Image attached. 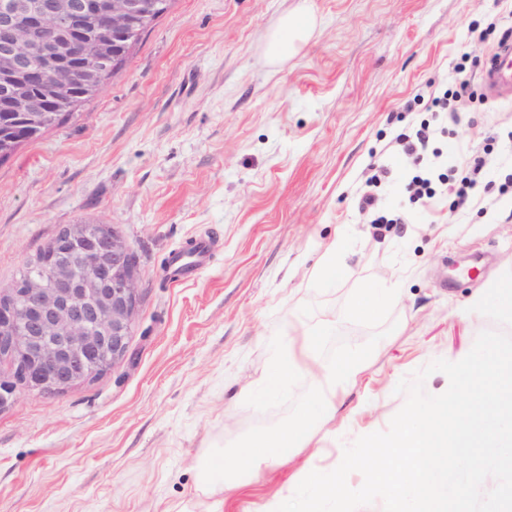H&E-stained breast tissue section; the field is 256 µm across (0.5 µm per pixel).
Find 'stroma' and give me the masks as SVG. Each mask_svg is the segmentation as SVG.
Listing matches in <instances>:
<instances>
[{
	"label": "stroma",
	"instance_id": "35a3bbf8",
	"mask_svg": "<svg viewBox=\"0 0 512 512\" xmlns=\"http://www.w3.org/2000/svg\"><path fill=\"white\" fill-rule=\"evenodd\" d=\"M307 8L312 36L271 64L264 37ZM512 35L502 0H172L124 66L69 119L0 163V290L59 229L114 226L139 259L141 301L123 363L63 393L22 391L0 409V512H210L200 461L289 412L247 406L276 332L337 315L353 346L370 328L344 320L365 280L399 282L357 385L310 446L224 491L223 512H271L302 466L329 470L344 447L384 431L399 381L471 350L486 330L512 335V310L464 316L489 283L512 284V99H491L481 70ZM469 81L456 120L429 96ZM435 121L433 146L455 177L485 160L466 204H409L398 136ZM385 214L359 208L367 181ZM344 236L334 285L318 280ZM212 239L204 270L173 283L172 252Z\"/></svg>",
	"mask_w": 512,
	"mask_h": 512
}]
</instances>
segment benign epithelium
Returning <instances> with one entry per match:
<instances>
[{"instance_id": "obj_1", "label": "benign epithelium", "mask_w": 512, "mask_h": 512, "mask_svg": "<svg viewBox=\"0 0 512 512\" xmlns=\"http://www.w3.org/2000/svg\"><path fill=\"white\" fill-rule=\"evenodd\" d=\"M152 0H3L0 3V66L24 86L72 85L64 59L77 48L99 59L106 44L148 22ZM44 101L31 94H0V112H21L34 123ZM46 249L43 266L24 263L25 274L0 291V345L24 363L26 378L0 379V406L18 388L56 394L76 388L124 360L140 301L138 256L115 230L68 224Z\"/></svg>"}]
</instances>
